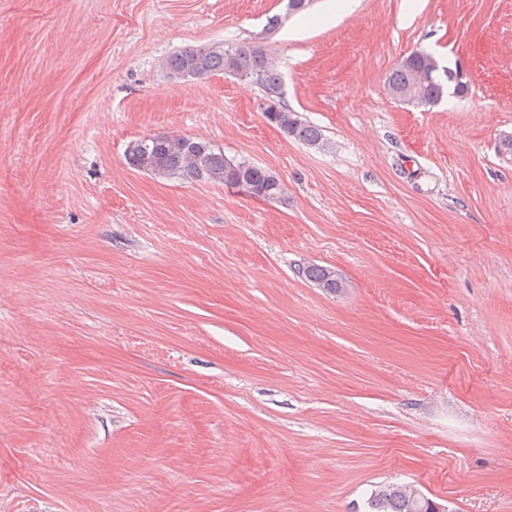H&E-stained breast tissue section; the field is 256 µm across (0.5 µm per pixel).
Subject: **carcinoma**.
Segmentation results:
<instances>
[{"instance_id":"carcinoma-1","label":"carcinoma","mask_w":512,"mask_h":512,"mask_svg":"<svg viewBox=\"0 0 512 512\" xmlns=\"http://www.w3.org/2000/svg\"><path fill=\"white\" fill-rule=\"evenodd\" d=\"M163 69L172 80L196 83L219 72L231 73L260 86L266 96L281 98V75L273 60L255 45L187 47L167 56ZM444 75L447 82H454L453 70H444ZM385 79L397 88L413 89L422 107L433 105L443 97L446 82L438 77L434 56L423 51L409 54L406 62L395 66ZM268 121L306 145L318 146L323 142L318 127L280 104ZM126 161L134 169L161 178L242 186L265 200L278 199L285 191L280 179L267 169L244 159H228L209 142L190 136L162 134L137 139L128 145ZM304 278L329 293L345 288L343 284L325 280L324 267L318 265L307 266ZM413 496L414 489L409 485L384 484L368 498V512H410Z\"/></svg>"}]
</instances>
